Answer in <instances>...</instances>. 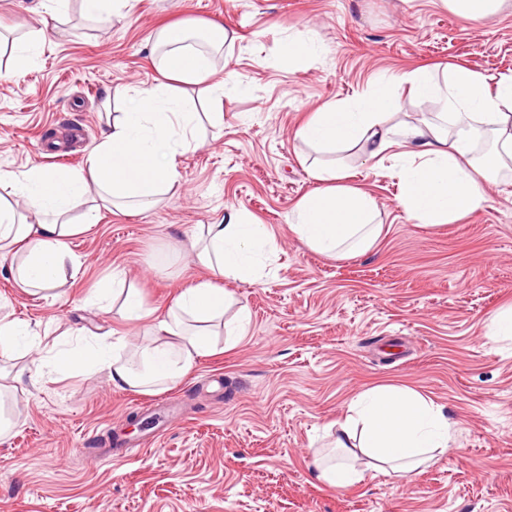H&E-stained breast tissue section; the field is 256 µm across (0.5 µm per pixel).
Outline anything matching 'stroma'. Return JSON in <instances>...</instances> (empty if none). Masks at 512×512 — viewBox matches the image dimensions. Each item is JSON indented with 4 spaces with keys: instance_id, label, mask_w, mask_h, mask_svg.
Segmentation results:
<instances>
[{
    "instance_id": "35a3bbf8",
    "label": "stroma",
    "mask_w": 512,
    "mask_h": 512,
    "mask_svg": "<svg viewBox=\"0 0 512 512\" xmlns=\"http://www.w3.org/2000/svg\"><path fill=\"white\" fill-rule=\"evenodd\" d=\"M177 21L237 33L216 62L234 84L217 100L207 83L189 88L198 112L223 113V126L202 123L201 145L179 157L182 178L158 208H101L71 239L81 272L58 297L30 296L1 271L4 313L39 322L46 350L68 327L143 344L183 289L210 281L190 242L231 206L274 235L271 272L224 281L249 312L244 338L229 349L216 336L215 354L163 392L115 388L102 373L23 379L0 442V512H512V343L484 328L512 305V170L499 171L483 209L423 226L399 207L388 161L339 151L350 184L378 202L376 245L331 258L288 228L315 186L316 154L293 138L310 112L412 68L512 72V9L478 28L436 0H137L103 20L72 0L36 65L0 53V173L44 164L50 146L62 167L82 166L107 130L103 102L124 104L131 88L160 81L151 43ZM310 29L323 53L289 68L282 37ZM115 270L152 312L140 326L88 302ZM385 383L441 406L453 442L410 482L370 470L355 486L326 485L313 464L325 426ZM148 431L159 437L140 447ZM114 437L131 443L129 457L97 463Z\"/></svg>"
}]
</instances>
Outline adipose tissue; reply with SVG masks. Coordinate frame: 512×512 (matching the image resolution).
<instances>
[{"label":"adipose tissue","instance_id":"adipose-tissue-1","mask_svg":"<svg viewBox=\"0 0 512 512\" xmlns=\"http://www.w3.org/2000/svg\"><path fill=\"white\" fill-rule=\"evenodd\" d=\"M235 39L233 30L215 23L162 27L153 43L162 82L132 89L124 112L110 118L107 134L83 167L34 165L0 174V257H12L9 272L25 293L45 295L76 278L81 263L67 241L92 228L97 210L89 208L78 220L71 213L88 196L121 211L146 213L178 184V159L199 137V119L185 88L211 76L213 51ZM408 95L441 103L439 121H398ZM488 134L494 142L489 168L473 159L476 142ZM294 138L323 153L357 148L371 157L401 144L399 206L415 223L447 224L485 207L491 168L512 163V74L487 76L453 67L441 77L422 69L383 77L352 102L324 104L295 129ZM309 174L316 187L293 209L292 233L327 256L370 251L381 231L375 197L345 184L335 165L311 166ZM275 250L265 225L246 209L231 208L207 226L194 258L212 276L250 283L261 277L262 257ZM115 299L127 325L146 318L140 292L118 272L92 303L104 309ZM246 323L245 309L235 308L231 294L204 282L180 292L158 321L155 341L130 358L119 355L123 339L103 334L56 349L51 364L60 372H105L114 385L155 393L212 353L213 326H223L224 342L233 347L243 339ZM454 435V423L434 402L407 387L377 385L351 400L336 424L332 450L316 461L318 477L336 488L359 483L364 470L358 458L364 455L373 470L405 483L444 453Z\"/></svg>","mask_w":512,"mask_h":512}]
</instances>
